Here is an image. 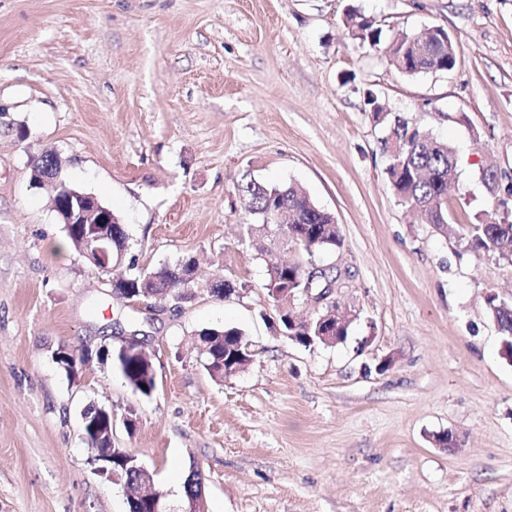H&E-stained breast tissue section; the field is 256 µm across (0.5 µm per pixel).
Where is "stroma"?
<instances>
[{
	"mask_svg": "<svg viewBox=\"0 0 512 512\" xmlns=\"http://www.w3.org/2000/svg\"><path fill=\"white\" fill-rule=\"evenodd\" d=\"M353 10L380 43L349 35ZM433 27L455 67L394 71L391 39ZM369 90L455 149L454 233L390 189ZM45 151L120 215L139 267L191 256L204 285L243 291L150 312L113 296L31 182ZM491 164L512 183V0H0V512H128L81 439L90 405L173 512L193 470L202 512H512V362L486 310L512 302V261L459 233L491 207ZM250 180L297 184L335 217L344 246L319 264L341 275L344 343L275 330L243 231ZM224 325L252 362L218 381L193 335ZM125 333L152 358L151 395L95 356ZM62 346L90 356L77 380Z\"/></svg>",
	"mask_w": 512,
	"mask_h": 512,
	"instance_id": "1",
	"label": "stroma"
}]
</instances>
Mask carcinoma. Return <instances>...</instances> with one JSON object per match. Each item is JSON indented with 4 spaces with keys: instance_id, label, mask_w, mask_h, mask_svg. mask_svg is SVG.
I'll return each mask as SVG.
<instances>
[{
    "instance_id": "1",
    "label": "carcinoma",
    "mask_w": 512,
    "mask_h": 512,
    "mask_svg": "<svg viewBox=\"0 0 512 512\" xmlns=\"http://www.w3.org/2000/svg\"><path fill=\"white\" fill-rule=\"evenodd\" d=\"M351 35L362 41L375 44L380 41L382 30L374 23L362 18L352 24ZM422 41L419 33H400L390 44L388 60L399 73L417 75L432 72L449 71L455 67L457 49L453 38L443 44L439 61L421 60L416 50ZM365 105L373 111L378 123L387 121L388 113L381 111L377 95L367 91ZM389 122V121H387ZM398 146L390 154V163L386 168L389 185L404 203H415L428 211L432 224L443 234H448V209L445 198L448 195V183L455 178L457 159L454 149L445 141L431 137L409 123L396 117L389 122V134L382 139L383 149L390 144ZM245 210L252 217V222L245 225V234L270 239L268 231L288 236V246L295 248L300 259L282 267L279 258L268 249H263L261 256L266 265L267 281L264 288L280 321L289 336H307L309 340L302 343L305 348L321 344L319 338L322 325L325 324L321 314L312 316L297 324L288 322V307L281 303L280 289L272 285L273 276H278L280 284L298 291L306 286L307 266L316 256L336 252L343 245V239L331 213L317 206L310 196L299 186L288 184H262L249 181L241 186ZM285 209L289 212L288 223L279 226L263 227V214L272 209ZM463 239L467 248L482 252L487 256L512 259V215L504 211L492 217L486 213L474 216V222L467 225ZM196 265L193 258L183 259V263L163 266L155 270L139 267L136 260L129 259L124 276L130 288H151L156 294L171 296L179 294L182 277L191 272ZM489 316L497 325L503 336V343L512 346V305L495 298L486 301ZM197 343L207 347L202 354V366L208 374L222 380L233 372L225 368L224 354L236 347L241 351L248 349L244 333L236 327L203 328L196 336ZM154 366L145 358H127L122 364V373L129 385L145 396L155 390Z\"/></svg>"
}]
</instances>
